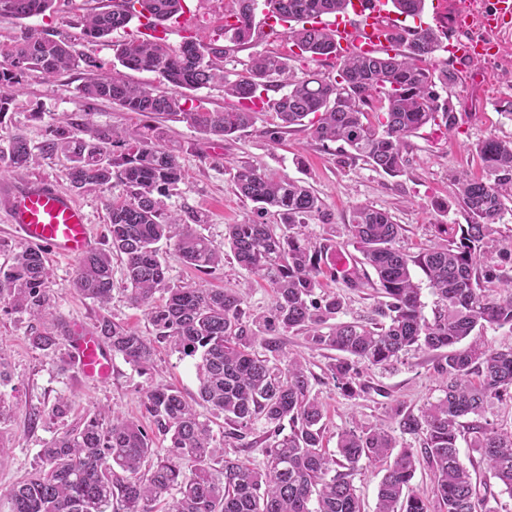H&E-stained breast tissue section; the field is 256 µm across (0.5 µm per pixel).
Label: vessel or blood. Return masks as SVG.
<instances>
[{"label":"vessel or blood","instance_id":"vessel-or-blood-1","mask_svg":"<svg viewBox=\"0 0 512 512\" xmlns=\"http://www.w3.org/2000/svg\"><path fill=\"white\" fill-rule=\"evenodd\" d=\"M477 21L490 28L511 24L512 0H492L489 13L478 16ZM399 23L398 16L389 14L386 0H348L345 9L334 15L330 30L340 54L372 56L388 49L389 29ZM447 51L456 58L481 60L496 55L499 45L476 40L466 45L449 44ZM6 207L10 222L29 245L69 259L94 248L86 212L50 181L36 180L12 189L6 196ZM66 347L82 380H111L112 352L94 333L74 327L68 333Z\"/></svg>","mask_w":512,"mask_h":512}]
</instances>
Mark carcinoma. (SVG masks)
I'll return each mask as SVG.
<instances>
[{
	"label": "carcinoma",
	"instance_id": "cac0c4a2",
	"mask_svg": "<svg viewBox=\"0 0 512 512\" xmlns=\"http://www.w3.org/2000/svg\"><path fill=\"white\" fill-rule=\"evenodd\" d=\"M260 1L287 23L282 35L301 53L317 62L339 61L337 76L314 71L298 77L288 57L268 52L254 56L231 79L220 65L227 49L215 38L191 35L175 49L134 39L113 46L121 66L159 75L172 93L131 83L114 70L93 75L82 88L84 97L108 100L154 121L176 118L205 135L225 138L251 127L255 111L249 104L277 89L281 95L266 105L282 128L307 123L314 140L340 141L351 158L393 176L405 171L410 137L426 127L446 135L458 125L456 113L448 102H439L435 91L438 85H455L457 74L438 60L441 39L433 28L395 33L392 54L343 57L330 30L311 21L336 13L344 0H235L218 36L236 46L251 43ZM54 2L0 0V16L29 18L52 9ZM182 2L108 0L104 9L84 18L83 32L102 39L140 18L155 28L179 16ZM390 3L394 12L412 19L426 7V0ZM0 57L8 60L6 67L0 63V112L28 73H58L77 64L68 39L28 29L1 46ZM214 84L223 85L230 99L224 111L188 104L187 92ZM146 128V134L131 136L87 122L43 145V152L68 161L71 188L108 186L116 167L129 192L127 199L109 205L107 248L79 260L73 288L106 308L113 289L112 255L124 256L129 301L144 311L155 336H143L105 315L98 319V335L113 354L140 370L152 365L154 343L161 340L182 357L199 359V401L224 417L226 438L243 441L255 423H263L270 440L266 462L257 468L227 456L213 445L210 425L179 389L156 386L146 391L143 406L157 433L169 440L165 456H158L139 420L116 411L95 415L40 449L38 467L7 491L8 512H154L168 496L167 512H363L353 483L363 460L389 461L375 512H430L426 497L412 486L422 459L434 472L438 512H494L460 460L461 438L469 439L481 464L512 497V426L480 421L490 402L512 401V348L459 347L477 327L512 328V274L500 268L502 261L512 263V249L486 248L512 200V140L490 135L474 145L481 175L456 179L469 221L444 230L449 235L444 243L410 255L397 246L402 227L388 212L368 205L353 210L346 230L363 262L336 279L350 291L375 283L383 301L368 317L340 321L344 297L325 291L322 283L324 258L337 250V242L332 235L312 242L296 231L322 212L321 200L300 180L275 179L247 167L237 172L238 193L263 209H275L280 223L230 224L224 246L241 267L273 288V308L250 314L243 295L232 289L190 283L168 287L160 241L173 242L184 263L203 273L224 265V253L193 228L202 222L200 214L163 216V197L180 181L182 170L162 144L159 128ZM117 144L124 152L114 158ZM35 160L26 138L14 136L10 166ZM367 265L377 281L369 278ZM414 266L442 304L431 320L423 312ZM50 277L39 250L21 249L7 269H0V300L43 321L46 328L32 332L31 344L54 352L66 330L53 314ZM160 291L167 293L162 304L155 300ZM291 330L304 333L311 350L342 353L328 372L347 398L357 395L363 368H386L411 347L448 350L433 364L441 395L418 414L400 403L394 408L400 434L412 436L420 447L403 446L391 430L366 427L340 433L335 453L326 452L323 407L312 393L311 377L302 357L286 354L278 339ZM257 346L265 354L258 355Z\"/></svg>",
	"mask_w": 512,
	"mask_h": 512
}]
</instances>
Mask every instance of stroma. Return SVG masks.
Here are the masks:
<instances>
[{"label":"stroma","instance_id":"obj_1","mask_svg":"<svg viewBox=\"0 0 512 512\" xmlns=\"http://www.w3.org/2000/svg\"><path fill=\"white\" fill-rule=\"evenodd\" d=\"M461 0H427L422 16L423 25L448 31L454 38L469 41L487 36L500 44L497 57L475 63L456 65L459 76L455 87L440 92L454 112L463 120L458 129L442 138L423 129L410 139L409 162L404 175L391 177L373 170L360 160L342 155L336 145L321 146L310 136L309 128L297 126L280 133V121L275 112H258L251 128L224 140L198 132L179 121L163 122V144L177 156L182 167V179L167 201L172 212L193 209L203 213L206 221L196 230L216 248H223L225 227L262 220L277 223L275 213L257 215L255 205L238 195L234 180L241 167L259 169L274 177L299 179L310 186L323 202V214L309 220L302 233L318 241L328 229H335L339 251L328 254V268H335L337 254L354 260L362 255L350 242L345 226L352 211L360 205H370L389 212L403 227L400 247L411 254L444 240L443 228L448 224H464L468 215L455 197L454 175L476 174L480 161L473 152L474 144L488 135L512 139V116L506 109L512 104V30L494 34L479 24L459 27L454 22ZM106 0H56L45 14L17 20L0 17V44H8L21 27L37 32L68 34L76 53L91 57V64H78L70 70L53 74H28L22 89L8 110L0 114V150L9 148L14 134H24L31 147H39L52 131L73 129L81 123L98 128L143 130L144 117L120 109L107 100L88 101L80 92L95 70H111L114 62L113 44L130 37L129 30L114 31L108 39L90 41L82 34V18ZM232 0H185L186 22L168 23L166 42L179 47L189 34L214 36L231 9ZM255 35L247 47L231 52L224 60L228 74L241 72L252 54L276 52L290 56L296 75L319 69L331 72L332 61L317 63L304 55L291 52L284 37L272 34L266 24L264 9H257ZM68 162L61 156H42L37 163L20 168H0V186L12 188L33 179H47L60 187H68ZM119 183L104 190L76 193L75 199L86 211L98 239L107 236L108 207L112 201L125 199ZM447 203V210H438V203ZM160 254L167 267L170 285L192 282L203 288L242 290L251 313L269 311L275 302L272 289L242 268L232 254H225L224 264L209 274L185 266L172 246L161 245ZM52 276L51 293L57 318L66 325H81L95 329L100 314L92 300L79 295L72 286L76 263L48 257ZM124 261L113 256L114 289L108 312L144 336L153 328L143 312L133 307L124 289ZM38 321L29 314L0 304V359L8 374L0 382V453L6 460L0 465V492H6L18 480L33 472L38 452L53 437L82 425L84 419L98 411L110 409L130 417H142L145 391L158 384L177 387L186 398L197 396L199 380L193 360L181 357L161 342L155 346L154 363L150 371L140 372L122 357H115L112 380L106 384L82 382L66 363L65 349L47 353L29 342ZM281 340L286 352L299 354L308 361L315 376L314 390L324 408L327 451H335L338 435L354 426L384 425L394 427L392 405L404 404L407 410L419 412L438 394V380L433 371V353L412 350L402 355L393 367L363 372L364 386L359 396L348 399L336 389L327 376V366L336 358L333 350L309 349L304 336L288 332ZM66 398L70 404L67 416L52 415L56 398Z\"/></svg>","mask_w":512,"mask_h":512}]
</instances>
